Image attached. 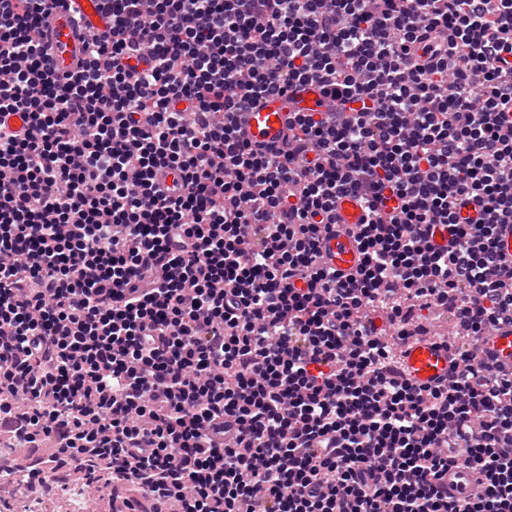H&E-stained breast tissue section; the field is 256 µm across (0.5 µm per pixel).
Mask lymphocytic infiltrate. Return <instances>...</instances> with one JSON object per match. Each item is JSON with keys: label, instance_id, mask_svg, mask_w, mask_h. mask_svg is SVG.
I'll return each instance as SVG.
<instances>
[{"label": "lymphocytic infiltrate", "instance_id": "f902f5d3", "mask_svg": "<svg viewBox=\"0 0 512 512\" xmlns=\"http://www.w3.org/2000/svg\"><path fill=\"white\" fill-rule=\"evenodd\" d=\"M60 2L0 0V433L53 450L13 472L103 461L153 512H512V374L481 348L512 323V0H97L63 74ZM309 82L354 116L254 149L237 113ZM347 193L370 219L344 279ZM407 298L467 339L448 386L400 375ZM106 23L100 17L96 0H63L51 17L47 53L57 70L77 67L82 60L86 42L83 35L100 32ZM364 218L365 213L357 195L349 193L338 201L336 224H339L343 230L325 238L323 251L328 264L340 273H352L360 264L359 247L348 230H351L355 224H364Z\"/></svg>", "mask_w": 512, "mask_h": 512}]
</instances>
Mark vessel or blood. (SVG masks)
I'll return each instance as SVG.
<instances>
[{"label": "vessel or blood", "instance_id": "1", "mask_svg": "<svg viewBox=\"0 0 512 512\" xmlns=\"http://www.w3.org/2000/svg\"><path fill=\"white\" fill-rule=\"evenodd\" d=\"M96 0H63L53 14L47 53L57 70L76 68L82 60L86 43L84 36L105 29ZM336 102L323 93L318 84L309 83L285 96H268L258 100L247 111L238 113L240 127L255 147L277 150L283 148L288 135L290 112H332ZM365 213L357 195L343 196L336 206V222L340 232L325 238L324 257L340 273L354 272L360 264V251L351 229L363 223ZM484 349L505 372H512V325L503 324L483 340ZM398 366L412 384L423 388L447 385L453 372V354L447 345L433 335L409 339L397 352Z\"/></svg>", "mask_w": 512, "mask_h": 512}]
</instances>
